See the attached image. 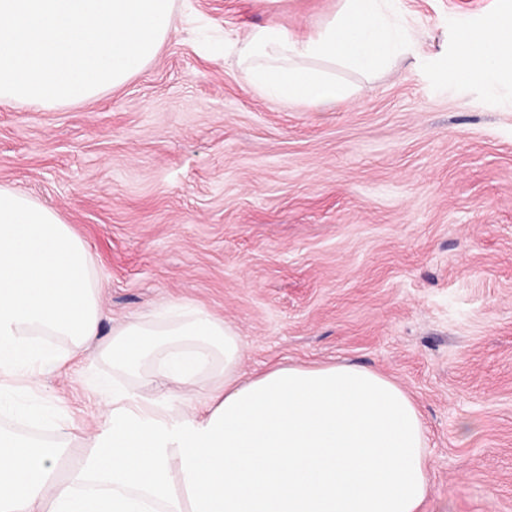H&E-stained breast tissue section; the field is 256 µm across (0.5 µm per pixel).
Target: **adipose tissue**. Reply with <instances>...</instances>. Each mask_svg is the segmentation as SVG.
<instances>
[{
	"label": "adipose tissue",
	"mask_w": 512,
	"mask_h": 512,
	"mask_svg": "<svg viewBox=\"0 0 512 512\" xmlns=\"http://www.w3.org/2000/svg\"><path fill=\"white\" fill-rule=\"evenodd\" d=\"M400 4L343 0L315 34L270 22L224 52L265 98L331 108L354 93L335 66L374 73L414 49V33L390 21ZM455 43L442 65L458 83L512 81V0L459 27ZM102 288L58 212L0 184V414L48 422L24 387L76 361L113 372L97 384L102 420L84 437L64 422L47 440L0 427V512H421L425 429L395 382L346 363L241 380L233 328L184 304L100 344Z\"/></svg>",
	"instance_id": "obj_1"
}]
</instances>
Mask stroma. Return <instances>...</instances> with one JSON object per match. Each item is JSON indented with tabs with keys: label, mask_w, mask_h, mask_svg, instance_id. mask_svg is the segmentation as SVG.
<instances>
[{
	"label": "stroma",
	"mask_w": 512,
	"mask_h": 512,
	"mask_svg": "<svg viewBox=\"0 0 512 512\" xmlns=\"http://www.w3.org/2000/svg\"><path fill=\"white\" fill-rule=\"evenodd\" d=\"M498 0H402L417 54L327 111L274 103L224 40L318 30L341 0H179L157 59L93 102L0 105V183L55 209L104 282L101 337L164 304L240 336V371L350 362L426 428L422 512H512V86L439 67ZM86 364L33 390L91 431ZM473 423L474 434L461 432Z\"/></svg>",
	"instance_id": "obj_1"
}]
</instances>
